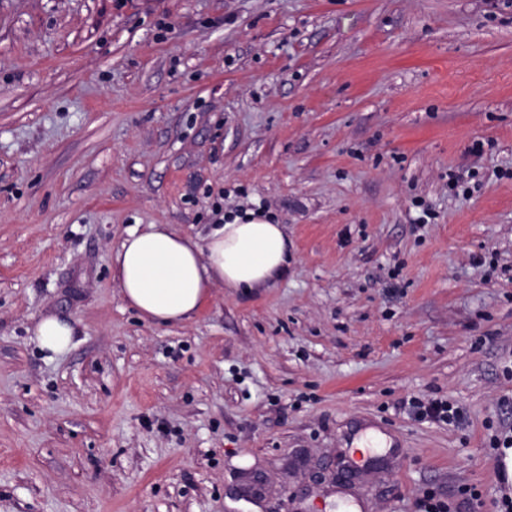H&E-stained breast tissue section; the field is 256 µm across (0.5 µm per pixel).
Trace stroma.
Instances as JSON below:
<instances>
[{"label": "stroma", "mask_w": 512, "mask_h": 512, "mask_svg": "<svg viewBox=\"0 0 512 512\" xmlns=\"http://www.w3.org/2000/svg\"><path fill=\"white\" fill-rule=\"evenodd\" d=\"M506 168L512 0H0V512H499ZM249 211L288 234L269 287L121 300L126 229ZM76 328L55 315L40 317L32 328L34 343L47 359L68 352L74 346ZM409 405V412L419 420L447 421L448 424H453L459 423L463 417V411L447 400L424 402L414 398Z\"/></svg>", "instance_id": "stroma-1"}]
</instances>
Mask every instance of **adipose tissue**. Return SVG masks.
<instances>
[{
  "mask_svg": "<svg viewBox=\"0 0 512 512\" xmlns=\"http://www.w3.org/2000/svg\"><path fill=\"white\" fill-rule=\"evenodd\" d=\"M289 259L283 226L254 214L216 225L202 239L166 224L133 226L112 254V270L125 304L144 320L167 325L191 320L214 287L245 293L268 287L287 271ZM75 333L54 315L32 328L49 359L68 352Z\"/></svg>",
  "mask_w": 512,
  "mask_h": 512,
  "instance_id": "adipose-tissue-1",
  "label": "adipose tissue"
}]
</instances>
